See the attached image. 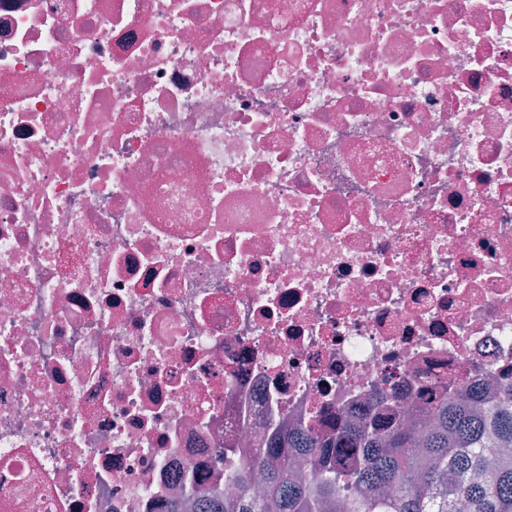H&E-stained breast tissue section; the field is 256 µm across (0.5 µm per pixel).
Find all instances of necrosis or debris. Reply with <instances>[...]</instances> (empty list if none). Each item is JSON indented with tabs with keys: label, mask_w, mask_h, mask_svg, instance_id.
I'll return each instance as SVG.
<instances>
[{
	"label": "necrosis or debris",
	"mask_w": 512,
	"mask_h": 512,
	"mask_svg": "<svg viewBox=\"0 0 512 512\" xmlns=\"http://www.w3.org/2000/svg\"><path fill=\"white\" fill-rule=\"evenodd\" d=\"M512 376V0H0V512Z\"/></svg>",
	"instance_id": "necrosis-or-debris-1"
}]
</instances>
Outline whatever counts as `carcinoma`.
Here are the masks:
<instances>
[{"instance_id":"obj_1","label":"carcinoma","mask_w":512,"mask_h":512,"mask_svg":"<svg viewBox=\"0 0 512 512\" xmlns=\"http://www.w3.org/2000/svg\"><path fill=\"white\" fill-rule=\"evenodd\" d=\"M427 415L408 425L389 407L338 412L327 432L321 418L280 427L225 471L231 491L198 498L196 512H316L344 490L343 512H512V384L439 386ZM299 455L313 480L293 476Z\"/></svg>"}]
</instances>
